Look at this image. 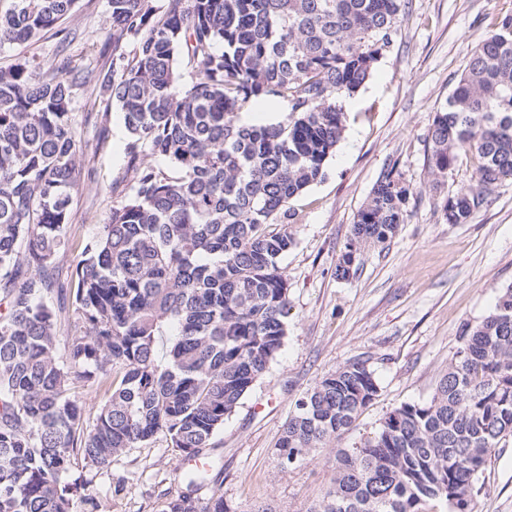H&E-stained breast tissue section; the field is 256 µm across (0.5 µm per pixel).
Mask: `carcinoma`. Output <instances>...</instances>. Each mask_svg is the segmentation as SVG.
Returning a JSON list of instances; mask_svg holds the SVG:
<instances>
[{
  "instance_id": "carcinoma-1",
  "label": "carcinoma",
  "mask_w": 512,
  "mask_h": 512,
  "mask_svg": "<svg viewBox=\"0 0 512 512\" xmlns=\"http://www.w3.org/2000/svg\"><path fill=\"white\" fill-rule=\"evenodd\" d=\"M7 2L0 46L39 37L76 4ZM109 6L101 90L120 108L132 175L71 288H54L81 175L69 107L90 72L63 54L46 70L0 67V512H72L88 473L159 437L206 458L288 335V204L325 178L344 101L393 47L409 0H167L160 16L150 0ZM494 27L428 131L431 175L477 158L474 184L442 200L450 224L468 223L512 179V15ZM267 102L283 105L282 119L242 120ZM409 196L395 167L380 174L336 277L391 241ZM64 294L73 336L53 303ZM462 340L433 397L396 407L354 448L336 440L377 396L365 363L336 367L296 399L282 467L319 448L336 458L310 512H476L488 458L512 440V285ZM86 386L104 389L94 409ZM161 512L238 510L216 491Z\"/></svg>"
}]
</instances>
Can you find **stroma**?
<instances>
[{
    "label": "stroma",
    "instance_id": "stroma-1",
    "mask_svg": "<svg viewBox=\"0 0 512 512\" xmlns=\"http://www.w3.org/2000/svg\"><path fill=\"white\" fill-rule=\"evenodd\" d=\"M506 14L512 0H410L392 50L346 102V130L325 179L290 203L295 245L282 261L288 336L214 438L205 482L191 487L181 479L185 458L161 437L89 473L73 512H160L186 492L206 498L217 489L240 512L260 503L275 512H309L333 476V452L322 449L290 469L277 456L303 391L348 362H365L373 371L378 393L343 436L344 448L373 434L395 407L432 398L465 325L479 322L512 285V181L499 185L468 223L450 224L440 201L472 184L474 163L461 157L438 178L425 165L434 111L491 33L493 19ZM61 50L93 77L71 106L83 168L68 207L70 250L58 272L65 284L131 178L121 114L97 85L112 71L108 0H78L57 29L1 46L0 67L26 59L45 68ZM392 164L412 192L406 221L389 243L361 253L356 275L336 278L354 218ZM482 480L477 512H512V441L496 449Z\"/></svg>",
    "mask_w": 512,
    "mask_h": 512
}]
</instances>
